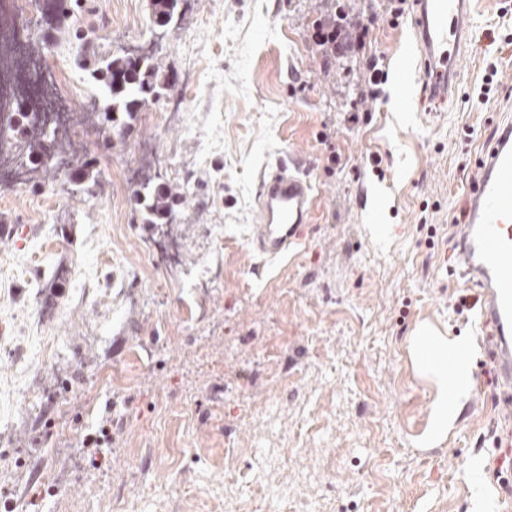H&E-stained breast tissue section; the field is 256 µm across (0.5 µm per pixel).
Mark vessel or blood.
Instances as JSON below:
<instances>
[{
	"label": "vessel or blood",
	"mask_w": 512,
	"mask_h": 512,
	"mask_svg": "<svg viewBox=\"0 0 512 512\" xmlns=\"http://www.w3.org/2000/svg\"><path fill=\"white\" fill-rule=\"evenodd\" d=\"M415 39L412 57L402 64L414 72L415 56H423L425 80L438 91L454 89L461 77L462 42L473 27L468 0H412ZM314 186L302 159L289 154L264 168L256 194L257 220L250 244L274 257L300 238L308 223ZM468 219L455 236L460 276L480 288L484 323L494 328L491 350L501 392L497 405L512 412V120L499 126L498 135L482 161V176L466 201Z\"/></svg>",
	"instance_id": "obj_1"
}]
</instances>
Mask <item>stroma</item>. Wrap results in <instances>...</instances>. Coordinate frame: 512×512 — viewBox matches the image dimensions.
<instances>
[{"instance_id": "stroma-1", "label": "stroma", "mask_w": 512, "mask_h": 512, "mask_svg": "<svg viewBox=\"0 0 512 512\" xmlns=\"http://www.w3.org/2000/svg\"><path fill=\"white\" fill-rule=\"evenodd\" d=\"M381 3L345 0L375 22L327 67L310 32L332 0H184L165 27L148 0H96L78 19L88 46L20 19L53 93L20 78L38 103L65 102L85 150L0 191V512H498L512 421H492L479 311L458 308L453 218L512 117V46L489 37L512 32V0H473L463 78L418 117L393 106L411 24ZM140 45L169 94L104 141L83 122L78 62ZM373 55L389 79L354 124L345 103ZM490 63L501 87L485 101ZM285 152L306 163L313 213L263 264L247 241L258 172ZM87 156L98 179L70 192ZM145 175L181 198L167 223L135 209ZM423 327L464 340L482 386L435 441L441 388L411 343ZM107 409L116 439L94 458L79 434Z\"/></svg>"}]
</instances>
